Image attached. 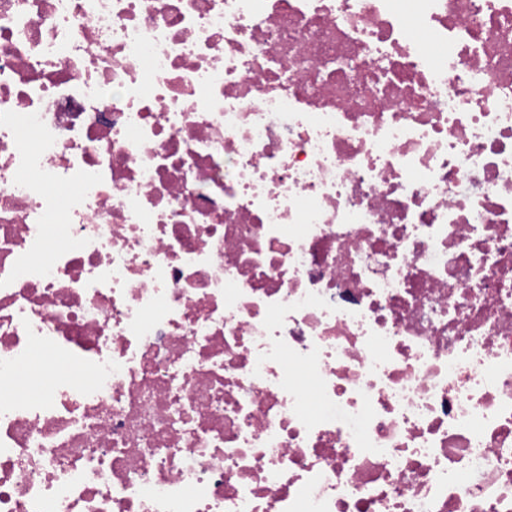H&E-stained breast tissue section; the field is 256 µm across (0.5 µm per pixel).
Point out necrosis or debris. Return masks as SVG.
Here are the masks:
<instances>
[{
  "label": "necrosis or debris",
  "instance_id": "obj_1",
  "mask_svg": "<svg viewBox=\"0 0 512 512\" xmlns=\"http://www.w3.org/2000/svg\"><path fill=\"white\" fill-rule=\"evenodd\" d=\"M0 512H512V0H0Z\"/></svg>",
  "mask_w": 512,
  "mask_h": 512
}]
</instances>
